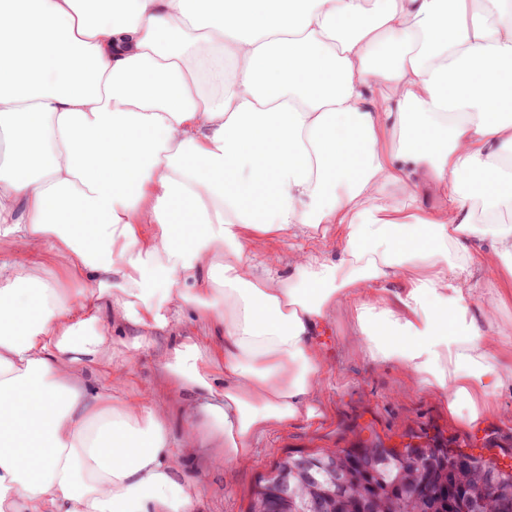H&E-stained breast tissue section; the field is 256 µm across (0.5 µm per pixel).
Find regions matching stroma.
Wrapping results in <instances>:
<instances>
[{
    "label": "stroma",
    "mask_w": 512,
    "mask_h": 512,
    "mask_svg": "<svg viewBox=\"0 0 512 512\" xmlns=\"http://www.w3.org/2000/svg\"><path fill=\"white\" fill-rule=\"evenodd\" d=\"M248 251L285 278L306 256L336 255L337 241L332 236L292 239L256 233ZM137 333L129 326L114 335L123 357L80 365L75 372L89 389L104 382L119 395H134L146 405L163 408L173 439H181L187 427L195 428L194 444L182 459L180 473L197 486L196 512H247L262 476L286 454L339 451L375 436L398 446L411 434L439 435L465 451L512 464L511 390L491 395L495 413L477 422L450 415L442 396L406 368L375 364L364 356L350 311L340 304L328 311L318 339L324 370L313 401L322 418L301 415L264 431L252 440L247 460L226 465L220 454L222 435L210 429L196 406L181 400L166 369L172 347L203 336L204 326L187 314L166 331L149 333L144 341H137Z\"/></svg>",
    "instance_id": "stroma-1"
}]
</instances>
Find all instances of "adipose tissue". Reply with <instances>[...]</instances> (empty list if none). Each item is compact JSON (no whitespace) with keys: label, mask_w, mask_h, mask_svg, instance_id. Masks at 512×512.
Returning a JSON list of instances; mask_svg holds the SVG:
<instances>
[{"label":"adipose tissue","mask_w":512,"mask_h":512,"mask_svg":"<svg viewBox=\"0 0 512 512\" xmlns=\"http://www.w3.org/2000/svg\"><path fill=\"white\" fill-rule=\"evenodd\" d=\"M470 2L0 0V237L93 285L76 302L0 262V512H193L191 437L69 373L103 354L107 308L208 328L167 367L228 465L320 417L314 338L339 302L370 361L494 413L512 336L486 334L512 290L474 277L512 255V0ZM296 229L339 232L340 260L255 273L250 233Z\"/></svg>","instance_id":"ef3b65f1"}]
</instances>
